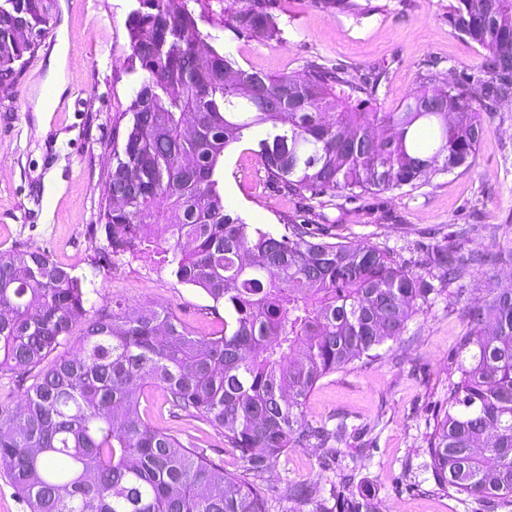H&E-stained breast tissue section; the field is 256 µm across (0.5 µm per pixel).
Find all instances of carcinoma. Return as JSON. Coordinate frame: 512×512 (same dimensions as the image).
<instances>
[{
  "instance_id": "1",
  "label": "carcinoma",
  "mask_w": 512,
  "mask_h": 512,
  "mask_svg": "<svg viewBox=\"0 0 512 512\" xmlns=\"http://www.w3.org/2000/svg\"><path fill=\"white\" fill-rule=\"evenodd\" d=\"M223 0H136L126 28V70L142 75L114 130L99 230L113 256L159 245L177 282L202 289L221 327L200 335L163 307L120 302L86 308L72 269L40 248L0 252V373L31 375L15 410H0V461L29 512H269L281 499L266 472L290 448L339 463L362 433L345 418L308 419L326 376L367 364L397 341L414 314L462 288L474 267L512 265V251H427L415 274L384 249L333 242L298 216L287 231L248 224L224 204V153L253 131L251 152L269 181L292 197L363 198L470 170L486 132L484 113L512 99V0H456L448 21L481 50L478 75L422 89L388 112L351 105L363 90L337 69L311 63L303 79L242 68L194 48L198 23L237 37L283 40L278 0H249L231 15ZM329 15L353 0H315ZM52 19V0H0V91L7 92ZM339 99L345 106L325 118ZM459 381L426 434L433 492L471 497L487 512L512 506V292L487 279L464 312ZM79 337V354L57 353ZM158 388L174 418L199 422L235 448L246 476L210 459L202 439L183 442L141 412L137 390ZM309 512H381L359 487L358 465L330 487L288 483Z\"/></svg>"
}]
</instances>
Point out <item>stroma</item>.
Masks as SVG:
<instances>
[{"label":"stroma","mask_w":512,"mask_h":512,"mask_svg":"<svg viewBox=\"0 0 512 512\" xmlns=\"http://www.w3.org/2000/svg\"><path fill=\"white\" fill-rule=\"evenodd\" d=\"M359 16L330 15L314 0H280L281 42L242 39L224 27L201 23L205 44L224 48L239 65L274 76L302 77L309 62L341 67L359 85L356 100L388 110L416 91L424 77L436 85L474 72L479 47L448 24L454 0H357ZM135 0H55L53 19L11 93L0 92V251L42 248L82 280L86 304L115 299L152 304L174 312L191 330L216 329L221 316L200 289L181 284L153 260L109 256L98 224L112 133L141 79L123 65L130 52L126 18ZM67 89L47 120H40L41 90L56 81ZM377 81L376 90L366 82ZM487 133L474 167L432 176L360 200L330 195L305 211L310 224L337 240L388 250L413 273L424 271L430 243L453 241L461 225H474L465 249L512 250V108L498 105L487 116ZM224 196L246 222L281 230V216L301 209L297 199L272 187L248 142L227 151ZM472 270L462 294L439 298L409 321L401 340L372 365L323 378L310 394V419L345 417L372 445L361 458L359 479L382 512H484L480 501L460 504L433 492L425 464V434L444 408L449 383L458 381L454 354L466 330L461 310L478 302L487 275ZM412 466L418 486L403 478ZM280 490L308 479L329 485L334 470L321 469L313 448H292L267 472Z\"/></svg>","instance_id":"obj_1"}]
</instances>
